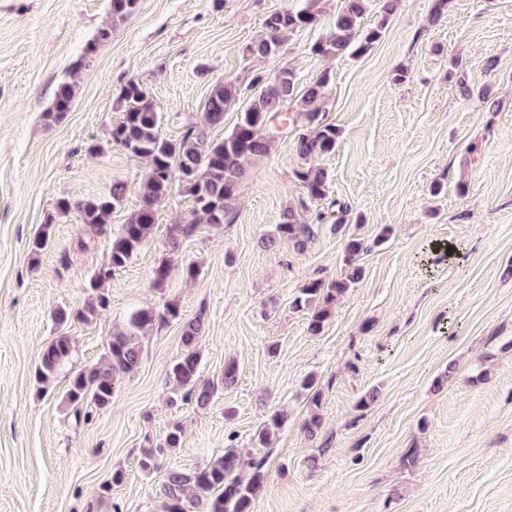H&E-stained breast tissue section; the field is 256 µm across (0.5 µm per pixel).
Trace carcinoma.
<instances>
[{"instance_id": "1", "label": "carcinoma", "mask_w": 512, "mask_h": 512, "mask_svg": "<svg viewBox=\"0 0 512 512\" xmlns=\"http://www.w3.org/2000/svg\"><path fill=\"white\" fill-rule=\"evenodd\" d=\"M318 0H307L299 10L285 9L266 15L263 35L247 45L245 54L259 58H277L281 55L286 36L318 22ZM367 0H345L344 8L336 15L333 31L310 46L316 57L333 58L349 54L360 57L367 54L382 37L389 17L395 10V0H382V19L379 24L363 33L359 32L361 19L366 11ZM139 0H110L112 21H123L137 10ZM112 28L98 30L85 52L75 62L79 70L89 65L96 44L106 41ZM330 76L323 72L319 77L300 88L295 70L284 65L271 75H258L246 87L233 82L211 83L203 107V120L188 119L179 139H168L161 132V117L152 98L138 82L129 80L121 88L117 103L123 112L122 120L107 133V142L121 147L134 157L148 164L142 184L143 204L126 223L112 229V213L122 204L124 185L115 182L100 195L73 200L63 197L55 205L56 215L49 216L39 226L29 242V256L37 261L38 255L52 241V222L55 216L77 213L87 235L79 237L78 246L85 250L95 238H108L107 262L94 268L84 288L89 301L75 317L89 322L103 314L110 304L104 285L112 274L125 267L138 250L152 238L156 224V204L167 198L173 188L191 198L194 220L189 224H177L172 236L190 237L201 224L220 227L229 220L233 204L247 167L265 156L271 145L282 135L291 134L299 159L303 164L294 169L293 177L306 192L300 200L302 209L308 203L322 200L329 189L327 170L309 164V161L329 155L336 150L339 131L326 122L323 99ZM76 97V84L59 83L45 117L51 122L61 121ZM247 98L244 109L234 128L224 138L214 140L208 131L224 124V112L241 98ZM286 238L294 247L302 250L313 240L314 228L298 219L294 208H288L283 221L276 225L275 234L265 239L271 246L278 238ZM367 251L364 240L349 237L345 242V262L351 272L343 279L329 284L320 278H312L300 289L294 300L297 309L311 310L309 330L318 334L323 331L330 317V309L336 296L361 277L358 258ZM180 319L176 304L167 303L162 310L140 308L131 311L123 326L112 332L98 363L73 370L61 400L74 410L76 421L89 419L87 408L103 410L112 402L118 381L135 373L142 362L144 338L147 329L156 321ZM205 316L199 314L183 326L181 341L183 351L169 366L167 377L183 396L194 400L199 408L210 405L215 386L200 378L201 353L198 342L205 333ZM75 351L73 338L59 333L46 343L34 371V379L41 392L53 388L57 375L71 364ZM314 382L306 384L312 391L309 398L310 414L305 429L315 437L321 426L318 410L321 391L313 390ZM283 419L275 415L257 431V440L265 446L274 431L281 428ZM182 442V429L174 426L165 438L154 446L141 451L140 468L151 472L158 468L159 460ZM244 461L233 448L205 466L194 470H171L164 481L165 512H249L251 500L264 483V461L253 462L250 477L240 475Z\"/></svg>"}]
</instances>
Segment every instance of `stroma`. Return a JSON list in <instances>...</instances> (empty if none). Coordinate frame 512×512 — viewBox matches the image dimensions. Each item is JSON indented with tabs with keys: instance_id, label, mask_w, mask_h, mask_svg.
<instances>
[{
	"instance_id": "35a3bbf8",
	"label": "stroma",
	"mask_w": 512,
	"mask_h": 512,
	"mask_svg": "<svg viewBox=\"0 0 512 512\" xmlns=\"http://www.w3.org/2000/svg\"><path fill=\"white\" fill-rule=\"evenodd\" d=\"M434 2L398 0L385 22L379 0H368L361 26L385 23L379 42L365 56L325 60L309 48L344 0H320L318 25L264 60L244 47L267 14L301 0H139L117 23L110 0H0V512H163L168 471L203 466L227 448L265 462L251 512H512V0H448L436 20ZM106 26L112 35L92 66L74 70ZM283 65L303 86L331 74L323 106L340 137L320 160L329 192L304 214L313 241L301 251L285 239L262 244L305 195L287 139L249 167L221 228L172 242V226L191 220L190 203L176 194L161 201L152 239L106 285V314L68 323L74 363H96L132 309L171 301L181 317L155 324L140 368L111 404L75 422L61 401L67 377L43 395L34 368L54 334L53 310L83 308L84 283L108 249L99 238L80 250L76 215L55 218V204L121 181L113 224L139 209L146 164L106 142L122 86L142 84L175 139L200 117L212 81L245 85ZM65 80L77 85L74 105L47 123ZM465 86L471 97L461 96ZM99 142L103 154H88ZM342 203L349 213L337 233ZM48 221L52 243L30 259L28 242ZM386 224L390 239L373 246ZM350 235L371 245L363 277L312 334L292 302L309 278L344 276ZM164 258L173 271L158 287ZM188 262L196 279L181 272ZM201 313L200 374L217 388L204 409L174 399L166 377L183 321ZM451 363L453 378L436 386ZM482 371L487 381H478ZM311 376L322 392L313 439L303 429ZM374 388L377 399L359 407ZM277 412L284 425L269 446H255ZM176 423L181 447L142 471V448ZM117 469L124 480L115 486Z\"/></svg>"
}]
</instances>
